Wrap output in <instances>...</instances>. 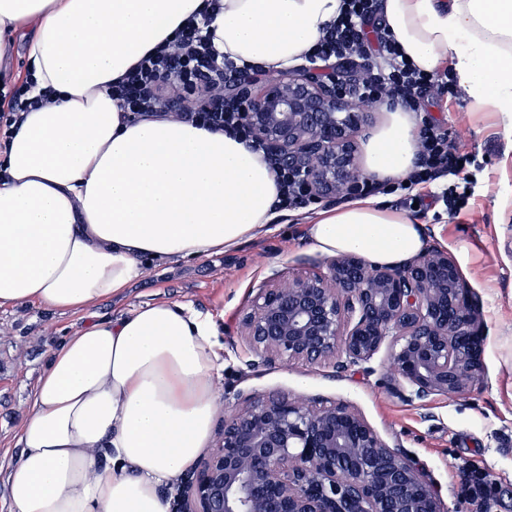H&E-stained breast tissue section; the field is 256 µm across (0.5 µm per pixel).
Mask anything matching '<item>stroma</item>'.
I'll list each match as a JSON object with an SVG mask.
<instances>
[{
  "mask_svg": "<svg viewBox=\"0 0 512 512\" xmlns=\"http://www.w3.org/2000/svg\"><path fill=\"white\" fill-rule=\"evenodd\" d=\"M456 79L431 88L417 102L419 124L432 125L469 157V192L449 216L430 189L386 191L371 198L406 212L425 227L429 246L448 249L477 292L487 340L485 376L457 397L418 400L399 391L387 351L369 365L277 363L250 368L240 320L272 270L310 255L305 218L316 204L277 212L262 238L221 255L173 265L145 264L119 300L102 302L99 318H116L157 300L192 305L212 317L224 348L221 415L237 408V394L285 392L302 401H344L357 409L389 446L402 448L439 488L445 512H512V121L471 107ZM81 314L36 305L0 308V457L20 453L17 432L35 381L61 340L82 327ZM482 471L497 486L491 498L462 491V472Z\"/></svg>",
  "mask_w": 512,
  "mask_h": 512,
  "instance_id": "1",
  "label": "stroma"
}]
</instances>
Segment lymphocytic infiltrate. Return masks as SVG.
<instances>
[{"label": "lymphocytic infiltrate", "mask_w": 512, "mask_h": 512, "mask_svg": "<svg viewBox=\"0 0 512 512\" xmlns=\"http://www.w3.org/2000/svg\"><path fill=\"white\" fill-rule=\"evenodd\" d=\"M381 11L380 0H343L339 16L325 27L314 57L328 65L347 55L363 54L368 67L351 88L355 100L372 107L390 98L411 110L417 98L441 76L419 70L405 59L381 19ZM209 41L192 22L178 33L171 49H157L144 56L113 87L121 109L139 116H166L170 113L166 102L173 93L200 100L213 94L212 75L228 61L213 52ZM179 118L239 135L254 150L262 148L260 142L251 139L234 109L198 108L180 113ZM418 138L420 150L407 186L431 185L445 176L459 175L466 160L435 127L421 128Z\"/></svg>", "instance_id": "f902f5d3"}]
</instances>
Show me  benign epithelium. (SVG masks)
I'll list each match as a JSON object with an SVG mask.
<instances>
[{"label":"benign epithelium","mask_w":512,"mask_h":512,"mask_svg":"<svg viewBox=\"0 0 512 512\" xmlns=\"http://www.w3.org/2000/svg\"><path fill=\"white\" fill-rule=\"evenodd\" d=\"M365 66L355 55L337 63V77L306 61L264 83L225 69L215 81L253 138L325 202L360 187L355 134L365 113L350 84ZM242 329L253 367L345 369L386 345L399 384L419 400L462 395L483 373L478 300L455 256L438 247L403 267L353 252L306 259L288 287L257 289ZM164 500L168 512H444L435 484L350 404L259 391L220 420L212 448Z\"/></svg>","instance_id":"1"}]
</instances>
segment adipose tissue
<instances>
[{
  "label": "adipose tissue",
  "mask_w": 512,
  "mask_h": 512,
  "mask_svg": "<svg viewBox=\"0 0 512 512\" xmlns=\"http://www.w3.org/2000/svg\"><path fill=\"white\" fill-rule=\"evenodd\" d=\"M0 0V73L17 50L28 107L0 168V307L91 319L51 351L8 463L10 512H166L159 493L209 444L222 346L209 316L155 301L114 319L95 309L175 263L267 233L279 188L261 154L174 118H133L112 84L188 20L242 69L302 62L341 0ZM405 57L449 62L473 107L512 112V0H382ZM417 118L386 107L365 147L380 181L411 170ZM312 249L386 266L424 252L407 213L358 201L307 219ZM109 469H101L100 456Z\"/></svg>",
  "instance_id": "adipose-tissue-1"
}]
</instances>
